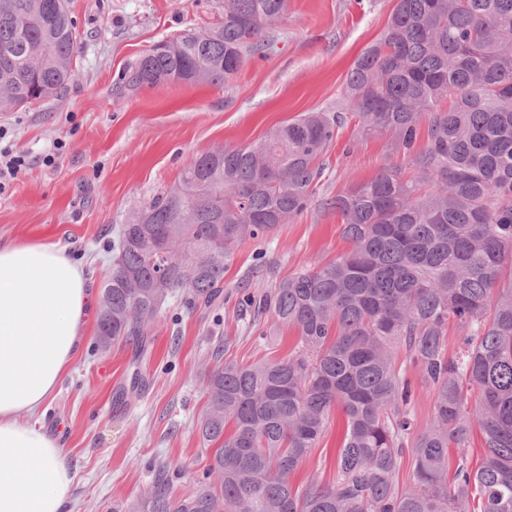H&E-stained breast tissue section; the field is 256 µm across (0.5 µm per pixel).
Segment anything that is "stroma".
Wrapping results in <instances>:
<instances>
[{"label":"stroma","instance_id":"stroma-1","mask_svg":"<svg viewBox=\"0 0 512 512\" xmlns=\"http://www.w3.org/2000/svg\"><path fill=\"white\" fill-rule=\"evenodd\" d=\"M392 0H288L267 57L249 59L223 85L132 87L131 71L156 42L219 20L214 0H70L78 34L74 76L54 99L0 112L1 143L27 166L0 193V242L37 241L83 264L92 288L112 260L116 229L136 209L170 190L182 170L218 146L245 145L308 112L335 108L354 62L383 31ZM52 163H45L46 155ZM329 194L402 161L384 136L357 137L345 125L326 156ZM347 248L336 213L310 205L281 224L263 249L241 245L212 306L169 298L146 349L120 342L74 359L36 425L62 446L74 512H113L147 490L161 463L181 461L175 494L189 493L206 450L196 422L205 406L202 378L216 343L228 359L282 357L298 333L271 316L242 313L248 292L272 288L314 258ZM275 331L263 344L261 336ZM343 415L292 478L334 475Z\"/></svg>","mask_w":512,"mask_h":512}]
</instances>
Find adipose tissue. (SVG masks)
Instances as JSON below:
<instances>
[{
  "mask_svg": "<svg viewBox=\"0 0 512 512\" xmlns=\"http://www.w3.org/2000/svg\"><path fill=\"white\" fill-rule=\"evenodd\" d=\"M94 301L63 249L0 245V512H73L63 451L30 419L79 354Z\"/></svg>",
  "mask_w": 512,
  "mask_h": 512,
  "instance_id": "1",
  "label": "adipose tissue"
}]
</instances>
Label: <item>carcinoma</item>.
<instances>
[{
    "label": "carcinoma",
    "instance_id": "carcinoma-1",
    "mask_svg": "<svg viewBox=\"0 0 512 512\" xmlns=\"http://www.w3.org/2000/svg\"><path fill=\"white\" fill-rule=\"evenodd\" d=\"M393 2L336 110L203 154L121 225L97 350L143 343L176 292L191 305L218 300L238 247L266 241L315 201L341 216L350 244L244 296L254 315L297 329V350L239 364L217 343L197 423L210 447L202 477L176 496L183 465L165 462L124 512H512V0ZM287 11L288 0H224L221 21L154 44L131 82L222 85L267 55ZM77 51L68 0H0V112L58 96ZM349 114L359 135H390L413 174L386 163L320 198V159ZM131 231L152 247L131 244ZM450 328L461 333L456 353ZM410 370L433 392L426 424ZM337 408L334 478L294 486ZM476 426L482 462L462 457L448 477V450L469 447ZM407 450L415 468L403 487Z\"/></svg>",
    "mask_w": 512,
    "mask_h": 512
}]
</instances>
